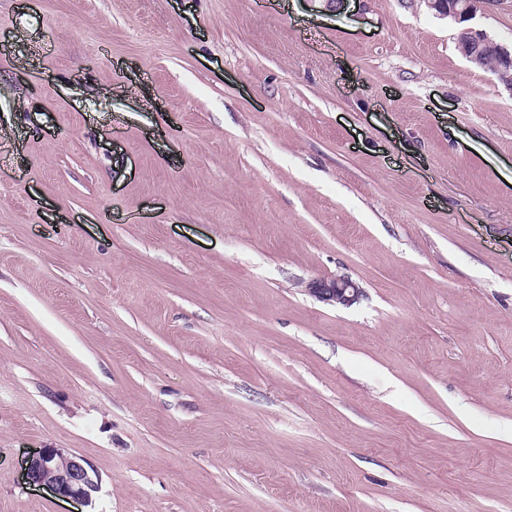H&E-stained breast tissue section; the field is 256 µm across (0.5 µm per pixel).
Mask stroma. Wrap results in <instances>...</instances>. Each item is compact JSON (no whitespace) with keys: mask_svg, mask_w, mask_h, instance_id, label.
<instances>
[{"mask_svg":"<svg viewBox=\"0 0 512 512\" xmlns=\"http://www.w3.org/2000/svg\"><path fill=\"white\" fill-rule=\"evenodd\" d=\"M456 31L0 0V512H512V82ZM307 289L328 304L351 305L362 293L359 285L348 277L313 280ZM26 464V475L32 483L47 486L63 498L88 502L97 487L84 459L74 454L41 451L30 456Z\"/></svg>","mask_w":512,"mask_h":512,"instance_id":"stroma-1","label":"stroma"}]
</instances>
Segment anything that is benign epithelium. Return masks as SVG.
I'll return each instance as SVG.
<instances>
[{
	"instance_id": "1",
	"label": "benign epithelium",
	"mask_w": 512,
	"mask_h": 512,
	"mask_svg": "<svg viewBox=\"0 0 512 512\" xmlns=\"http://www.w3.org/2000/svg\"><path fill=\"white\" fill-rule=\"evenodd\" d=\"M427 7L463 24L456 34V41L476 49L492 45L494 41L481 29L468 25L473 16L486 5L499 0H424ZM496 45V44H494ZM497 53L512 62V51L496 45ZM308 291L328 304L350 305L362 293L359 285L348 277L317 279L308 284ZM27 478L34 484L51 488L57 495L81 502L91 498L96 484L86 462L81 457L59 450L38 452L27 460Z\"/></svg>"
}]
</instances>
